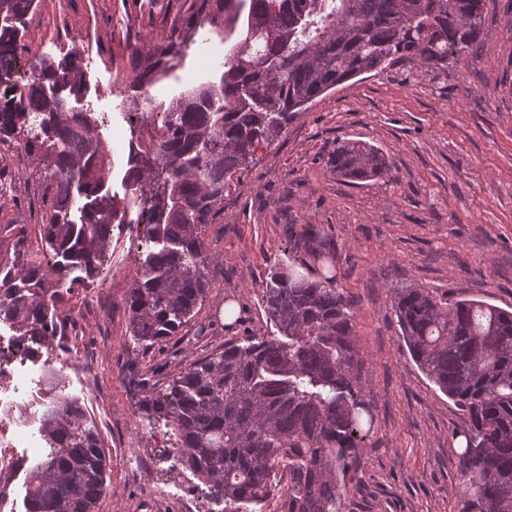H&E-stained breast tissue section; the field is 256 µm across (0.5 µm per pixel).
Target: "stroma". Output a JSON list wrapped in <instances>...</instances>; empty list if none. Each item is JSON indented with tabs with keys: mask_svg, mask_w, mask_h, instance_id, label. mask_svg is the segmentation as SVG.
<instances>
[{
	"mask_svg": "<svg viewBox=\"0 0 512 512\" xmlns=\"http://www.w3.org/2000/svg\"><path fill=\"white\" fill-rule=\"evenodd\" d=\"M183 0H36L19 33L16 81L36 59L76 58L84 76L76 109L93 113L112 162L107 184L124 195L129 126L122 80L131 45L168 34ZM487 38L449 72L398 65L351 80L317 98L271 147L227 180L224 211L204 239L211 284L198 316L165 351L129 338L125 298L144 257L145 227L114 226L102 273L64 304L74 350L49 338L31 367L53 362L99 430L109 487L97 512H223L208 486L178 464L174 436L152 408L193 360L246 336H274L263 286L298 255L289 229L315 224L336 249V282L355 303L361 385L376 430L354 477L348 512H457L460 434L466 418L412 360L392 312L395 289L415 285L451 298L512 309V0H487ZM230 49L198 32L182 68L153 93L166 100L207 80L200 54ZM359 140L389 159L385 178L349 184L328 158L337 142ZM11 186L0 192V254L22 253L34 237L43 173L36 158L6 156ZM237 305L232 324L225 303Z\"/></svg>",
	"mask_w": 512,
	"mask_h": 512,
	"instance_id": "1",
	"label": "stroma"
}]
</instances>
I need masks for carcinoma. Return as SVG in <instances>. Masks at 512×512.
I'll return each mask as SVG.
<instances>
[{
    "label": "carcinoma",
    "mask_w": 512,
    "mask_h": 512,
    "mask_svg": "<svg viewBox=\"0 0 512 512\" xmlns=\"http://www.w3.org/2000/svg\"><path fill=\"white\" fill-rule=\"evenodd\" d=\"M35 0H0V147L38 157L45 189L36 248L0 259V320L37 340L62 336L57 305L95 276L112 226L141 193L148 251L129 288L134 343L162 351L199 314L210 288L204 232L224 210L226 179L325 92L400 60L445 72L483 41L487 0H185L162 44L131 49L125 197L105 191L108 150L95 119L70 105L83 87L72 61L32 65L27 93L8 85L19 27ZM234 39L216 82L158 100L145 87L182 65L205 26ZM357 184L384 177L376 148L343 141L328 159ZM335 246L308 248V270L271 274L266 312L281 337L249 336L189 363L153 407L179 464L209 484L224 512L281 487V512H346L342 491L375 434L360 387L354 305L336 287ZM393 309L416 364L464 412L458 512H512V310L397 288ZM47 445L27 474V512H95L107 459L75 400L40 419Z\"/></svg>",
    "instance_id": "carcinoma-1"
}]
</instances>
